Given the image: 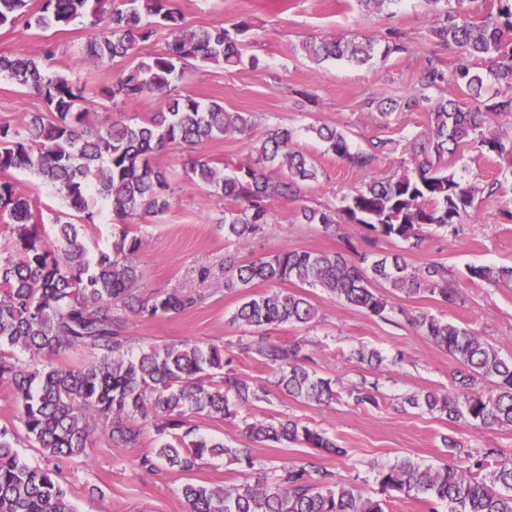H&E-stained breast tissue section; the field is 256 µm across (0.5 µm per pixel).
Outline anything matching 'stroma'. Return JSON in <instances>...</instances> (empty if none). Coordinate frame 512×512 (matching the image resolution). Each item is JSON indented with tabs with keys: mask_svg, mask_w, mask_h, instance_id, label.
I'll use <instances>...</instances> for the list:
<instances>
[{
	"mask_svg": "<svg viewBox=\"0 0 512 512\" xmlns=\"http://www.w3.org/2000/svg\"><path fill=\"white\" fill-rule=\"evenodd\" d=\"M186 27L211 26L229 19H249L247 60L233 68L199 66L178 82L180 93L204 102H217L229 112L252 113L249 135L221 137L207 143L206 156L229 170L250 164L254 146L276 125L295 133L297 150L319 168L318 181L301 194L273 203V222L247 246L225 239L219 220L224 215L222 199L205 196L186 174L194 157L192 149L173 146L159 154L156 162L171 173L173 204L158 216L135 220L133 226L144 240L139 255L142 294L169 288L203 293L204 299L189 312L152 321L130 320L128 332L136 346L190 340L224 347L232 366L242 376L267 385L273 372L251 348L257 333L234 322L232 315L242 301L238 291L224 288L226 260L260 258L282 249L333 251L344 242L363 245L369 231L359 224H337L323 231L317 224L301 221L307 208H337L345 194L363 186L370 178H388L401 172L408 156L405 144L428 130L426 111L382 115L379 107L420 88L427 60L450 68L457 59L455 47L432 37L435 18L425 0H398L383 12L366 13L356 0H172ZM398 32L408 50L370 65L357 66L340 60L314 64L300 52L303 41L317 38H368L385 45L390 32ZM95 33L88 18L46 31L24 25L0 26V53L48 59L51 70L85 84L92 100L90 119L95 124L116 120L145 119L158 108L156 98L134 101L109 100L102 91L111 86L113 75L132 67L134 58L163 52L170 40L164 28L140 44L134 58H118L96 64L80 50ZM53 57H45L46 47ZM42 99L0 76V125L21 126L29 113L42 111ZM331 124L348 136L352 150L384 142L386 150L375 166L359 170L328 152L313 132L315 126ZM503 162L495 156L473 151L449 159L448 166L463 179L480 187L474 209L465 218L459 235L425 227L422 247L406 252L410 265L429 261L445 264L452 273L461 298L447 307L429 294L394 298V313L380 318L347 307L321 289H307L316 308L315 320L307 325H284L269 331L270 340L300 341L319 376L348 387L361 380L377 384L378 407L355 405L340 397L328 406L276 394L269 402L240 407L236 416L224 420L205 416L195 422L202 433L240 448L248 444L246 427L273 417L290 419L324 430L345 456H314L312 449L298 445L260 444L253 453L267 467L303 465L317 461L337 478L358 477L366 494L374 496L378 486L370 468L409 457L426 464L450 462L445 446L453 437L473 453L487 455L490 464L512 460V427L472 429L446 416L410 408L406 399L421 390H447L457 363L448 352L421 336L409 323V315L428 312L472 330L483 341L496 346L503 356H512V286L494 288L467 277L471 265L512 266V221L502 212L512 209V183L486 193L487 183ZM20 190L30 195L45 218L47 236H54L52 219L66 212L61 195L49 184L27 172L13 173ZM373 349L383 362L360 363L358 349ZM138 447L112 442L104 431H96L85 457L57 461L77 512H187L181 495L185 475L173 469L152 473L136 467V459L151 452L156 436L149 422H142Z\"/></svg>",
	"mask_w": 512,
	"mask_h": 512,
	"instance_id": "obj_1",
	"label": "stroma"
}]
</instances>
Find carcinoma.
I'll use <instances>...</instances> for the list:
<instances>
[{
	"instance_id": "cac0c4a2",
	"label": "carcinoma",
	"mask_w": 512,
	"mask_h": 512,
	"mask_svg": "<svg viewBox=\"0 0 512 512\" xmlns=\"http://www.w3.org/2000/svg\"><path fill=\"white\" fill-rule=\"evenodd\" d=\"M478 2L427 0L438 16L432 36L458 49L459 58L448 72L428 61L420 92L388 105L391 110L428 112V131L404 147L410 165L342 198L344 220L368 227L375 240H396L415 250L422 245L425 225L458 232L481 192L448 168V157L460 150L507 158L502 176L512 180V143L488 122L491 116L512 117V0H497L489 10ZM104 4L106 0H41L35 9L31 0H0V26L22 20L28 28L47 30L91 16L100 33L82 51L96 63L130 57L149 41L154 29L143 23L145 16L158 18L171 37L165 52L116 72L112 86L103 89L108 97L128 100L154 96L158 111L141 121L102 126L89 121L85 86L33 58L0 54V74L34 91L45 105L44 111L28 114L21 128L0 126V221L14 242L9 256L0 258V385L11 389L27 441L45 459H75L87 455L97 423L111 439L134 447L141 432L137 420L150 417L157 448L140 456L136 466L149 471L164 466L188 476L181 487L188 512H385V498L393 493L426 500L430 512H439L440 506L448 512H512V463L502 462L485 475V460L470 453L467 466L422 464L405 457L377 467L379 498L365 495L357 478L337 480L314 462L269 472L251 449L206 436L193 421L198 415L230 418L241 404L269 401L270 391L232 369L223 348L184 341L133 351L126 330L129 318L178 315L201 300L177 288L144 297L137 288L143 239L130 221L162 214L171 206L170 173L155 162L156 156L170 144L199 150L216 137L244 136L252 127L250 113L174 94L171 85L184 79L194 63H243L250 24L233 19L188 28L170 0H111L109 9ZM302 50L317 64L330 58L364 64L375 56L370 39L310 38ZM489 79L497 89L487 96ZM450 81L466 99L429 95ZM471 100L481 106L471 108ZM313 132L328 151L359 169L373 168L382 153L381 144L351 152L347 134L333 125ZM256 152L253 164L232 176L200 154L187 170L206 194L229 204L222 218L224 235L241 246L272 223L273 202L298 196L318 178L314 161L294 148L293 132L286 127L269 129ZM15 171L53 184L81 223L55 216L56 240L50 243L40 230L42 211L9 180ZM100 203L121 228L111 246L91 252L80 230L95 223ZM302 217L326 230L337 224L332 210L306 209ZM468 277L492 287L509 285L512 266H471ZM253 283L270 289L243 298L233 321L261 331L315 319L313 304L289 289L290 284L319 287L346 306L382 318L394 306L381 288L408 297L427 292L446 305L460 298L441 262L413 267L401 253L370 258L349 244L331 252L283 249L225 264L224 290ZM409 322L447 350L458 367L448 392L422 390L405 403L476 429L512 427V358L501 356L471 330L435 315L419 313ZM66 348L86 352V359L77 366L43 360ZM300 352L298 341H261L254 347L275 373L281 393L318 405L335 402V383L311 370ZM487 384L494 386L489 396L484 394ZM347 396L359 406L379 404L374 383L364 381L348 389ZM247 438L346 454L322 431L294 420L252 423ZM17 445L15 431L1 427L0 512H75L59 472L27 460ZM224 456L250 470L249 479L231 486L191 479L202 465Z\"/></svg>"
}]
</instances>
